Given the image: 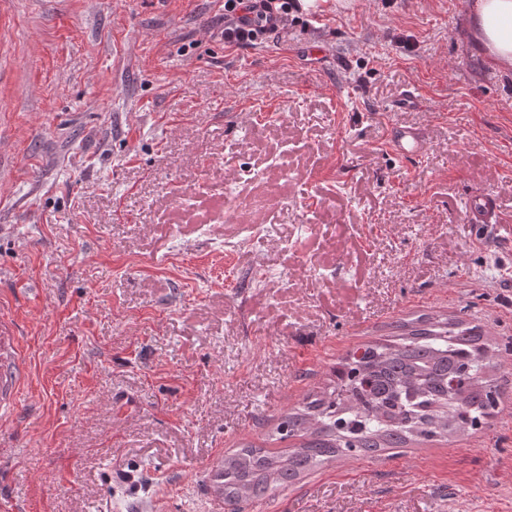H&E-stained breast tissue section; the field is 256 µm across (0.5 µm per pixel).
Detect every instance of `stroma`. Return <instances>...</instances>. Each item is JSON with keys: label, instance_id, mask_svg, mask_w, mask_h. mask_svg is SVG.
<instances>
[{"label": "stroma", "instance_id": "stroma-1", "mask_svg": "<svg viewBox=\"0 0 512 512\" xmlns=\"http://www.w3.org/2000/svg\"><path fill=\"white\" fill-rule=\"evenodd\" d=\"M223 29L224 0H0V318L23 350L0 512H224L208 469L295 447L273 429L346 352L421 315L512 339V72L462 0ZM224 189L240 222L175 207ZM246 512H512V418L329 461ZM390 142L397 154L412 159L422 157L428 145L424 130L409 126H394L390 131Z\"/></svg>", "mask_w": 512, "mask_h": 512}]
</instances>
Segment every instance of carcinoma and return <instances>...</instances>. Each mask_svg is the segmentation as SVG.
<instances>
[{"instance_id":"cac0c4a2","label":"carcinoma","mask_w":512,"mask_h":512,"mask_svg":"<svg viewBox=\"0 0 512 512\" xmlns=\"http://www.w3.org/2000/svg\"><path fill=\"white\" fill-rule=\"evenodd\" d=\"M393 341L352 350L331 369L332 379L279 419L274 433L295 448L245 445L224 457V505L275 494L337 456H375L411 441L476 431L501 403L504 384L487 376L501 353L478 324L419 317Z\"/></svg>"}]
</instances>
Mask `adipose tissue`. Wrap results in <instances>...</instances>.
Masks as SVG:
<instances>
[{
	"label": "adipose tissue",
	"mask_w": 512,
	"mask_h": 512,
	"mask_svg": "<svg viewBox=\"0 0 512 512\" xmlns=\"http://www.w3.org/2000/svg\"><path fill=\"white\" fill-rule=\"evenodd\" d=\"M472 42L502 71L512 70V0H464Z\"/></svg>",
	"instance_id": "ef3b65f1"
}]
</instances>
